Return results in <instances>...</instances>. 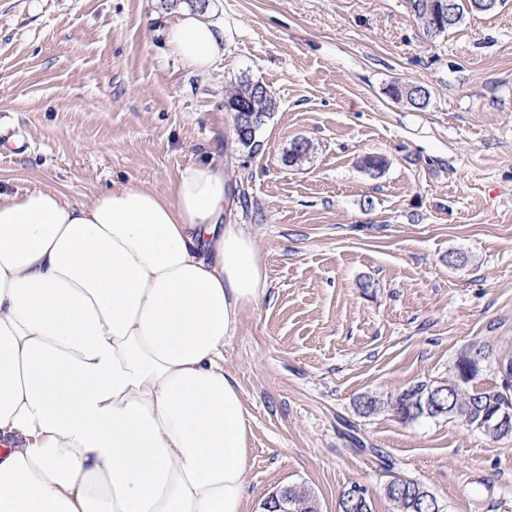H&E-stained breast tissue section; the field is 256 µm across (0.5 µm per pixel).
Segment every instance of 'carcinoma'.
I'll return each instance as SVG.
<instances>
[{
	"label": "carcinoma",
	"instance_id": "obj_1",
	"mask_svg": "<svg viewBox=\"0 0 512 512\" xmlns=\"http://www.w3.org/2000/svg\"><path fill=\"white\" fill-rule=\"evenodd\" d=\"M432 8L439 26L425 24L428 35L437 36L450 29L448 26V0H410V10L416 16L421 11ZM255 81L242 79L235 85L224 90V106L244 104L251 108V112L244 115L237 113L233 119L234 132L237 143L250 153L260 147L258 136L266 120L277 109V102L269 93L253 94L250 92ZM311 144L304 140L299 146H291L285 153V162L290 166H298L308 159ZM490 352L485 347L473 345L458 358L452 377L438 385L417 384L390 396L386 400L368 396L360 401V407L365 414H372L384 408H391L403 420H417L424 417H435L445 414L454 417L448 412V405L460 408L469 414L471 429L478 430L477 424L481 421L483 413L491 399L498 396L500 384L505 377L512 378V350L501 349L497 356L501 365L506 368L507 375L499 376V383L491 387L479 388L475 381L484 371V362L473 360L475 350ZM278 496L287 501L288 512H317L318 504L314 494L303 485H288L277 491ZM385 497L394 504L396 512H432L434 495L423 484L416 480L396 477L384 487Z\"/></svg>",
	"mask_w": 512,
	"mask_h": 512
}]
</instances>
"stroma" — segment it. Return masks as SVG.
Wrapping results in <instances>:
<instances>
[{
	"instance_id": "obj_1",
	"label": "stroma",
	"mask_w": 512,
	"mask_h": 512,
	"mask_svg": "<svg viewBox=\"0 0 512 512\" xmlns=\"http://www.w3.org/2000/svg\"><path fill=\"white\" fill-rule=\"evenodd\" d=\"M207 4L224 55L195 74L165 53L164 0H0V133L17 144H0V195H168L214 157L232 189L224 220L267 273L224 340L252 418L243 512L288 485L339 512L355 483L373 512H395V476L444 512H512V437L358 406L512 342V0L437 37L406 0ZM242 78L277 101L252 154L224 110ZM396 82L427 88L426 107L393 100ZM297 139L313 149L292 167ZM369 155L385 169L364 168Z\"/></svg>"
}]
</instances>
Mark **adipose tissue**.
I'll list each match as a JSON object with an SVG mask.
<instances>
[{
	"label": "adipose tissue",
	"instance_id": "adipose-tissue-1",
	"mask_svg": "<svg viewBox=\"0 0 512 512\" xmlns=\"http://www.w3.org/2000/svg\"><path fill=\"white\" fill-rule=\"evenodd\" d=\"M162 36L192 72L224 53L197 9ZM228 201L211 160L168 196L0 201V512H242L251 415L224 339L267 274Z\"/></svg>",
	"mask_w": 512,
	"mask_h": 512
}]
</instances>
